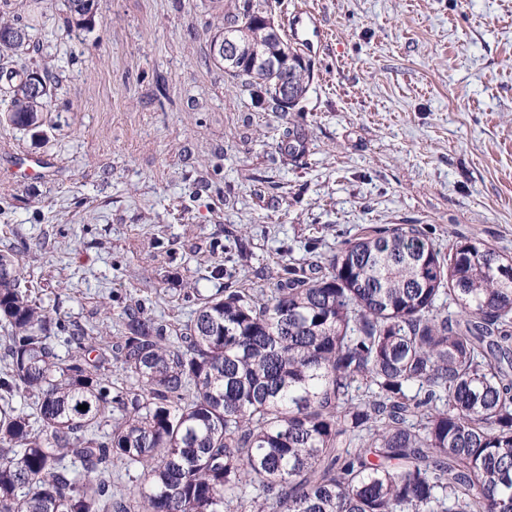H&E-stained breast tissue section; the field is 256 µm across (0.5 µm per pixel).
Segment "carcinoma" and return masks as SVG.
<instances>
[{
  "mask_svg": "<svg viewBox=\"0 0 512 512\" xmlns=\"http://www.w3.org/2000/svg\"><path fill=\"white\" fill-rule=\"evenodd\" d=\"M264 14L234 0L222 34L239 53L210 56L282 112L279 55L296 98L310 67ZM1 28L22 36L0 58L34 39ZM1 76L0 124L43 126L49 72ZM16 255L0 250V512H512V256L483 240L444 257L413 225L371 228L267 291L193 289L173 327L128 304L118 381L97 338L20 288ZM115 459L136 472L129 494Z\"/></svg>",
  "mask_w": 512,
  "mask_h": 512,
  "instance_id": "1",
  "label": "carcinoma"
}]
</instances>
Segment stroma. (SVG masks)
<instances>
[{
	"mask_svg": "<svg viewBox=\"0 0 512 512\" xmlns=\"http://www.w3.org/2000/svg\"><path fill=\"white\" fill-rule=\"evenodd\" d=\"M232 0H0L60 79L40 129L0 125V250L52 313L116 336L129 302L271 287L368 226L512 255V0H262L311 15L303 109L255 108L209 57ZM300 147L288 154V133Z\"/></svg>",
	"mask_w": 512,
	"mask_h": 512,
	"instance_id": "35a3bbf8",
	"label": "stroma"
}]
</instances>
